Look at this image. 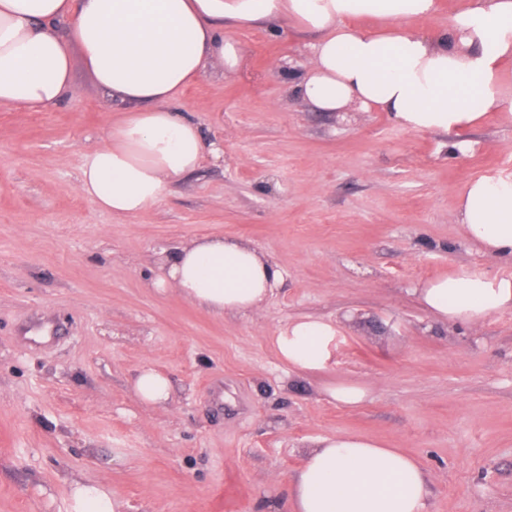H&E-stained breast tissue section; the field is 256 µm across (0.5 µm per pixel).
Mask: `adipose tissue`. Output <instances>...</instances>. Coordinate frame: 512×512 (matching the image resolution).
I'll return each mask as SVG.
<instances>
[{
  "instance_id": "obj_1",
  "label": "adipose tissue",
  "mask_w": 512,
  "mask_h": 512,
  "mask_svg": "<svg viewBox=\"0 0 512 512\" xmlns=\"http://www.w3.org/2000/svg\"><path fill=\"white\" fill-rule=\"evenodd\" d=\"M438 0H0V105L40 110L73 86L82 63L97 84L135 103L90 152L78 186L103 211L130 216L156 204L204 154L219 153L176 112L182 89L219 63L235 72L241 46L228 26L285 21L314 34L293 88L322 112L358 105L413 131L461 132L490 112L512 118V0H471L433 35L411 20ZM459 223L478 251L512 256V175L484 174L459 194ZM156 287L217 314L256 313L284 273L250 244L204 236L162 252ZM416 293L433 319L476 326L512 309V275L470 268ZM333 321L298 319L274 343L300 374L334 361ZM71 512H119L103 486L71 480ZM292 512H428L422 467L397 448L353 433L319 439L292 488Z\"/></svg>"
}]
</instances>
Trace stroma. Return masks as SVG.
<instances>
[{"label": "stroma", "mask_w": 512, "mask_h": 512, "mask_svg": "<svg viewBox=\"0 0 512 512\" xmlns=\"http://www.w3.org/2000/svg\"><path fill=\"white\" fill-rule=\"evenodd\" d=\"M224 34L243 49L237 71L209 67L176 104L222 153L133 216L78 188L131 104L78 64L55 105L0 106V512H69L71 474L121 512H291L307 450L339 433L416 458L429 512H512V310L439 323L415 293L462 266L512 274L456 214L468 179L512 173V120L442 134L321 112L284 74L312 34ZM210 235L284 270L257 314L155 287L161 251ZM302 318L336 324L324 373L288 370L273 344ZM146 366L169 378L167 404L136 396ZM335 380L364 386V402L333 401Z\"/></svg>", "instance_id": "1"}]
</instances>
